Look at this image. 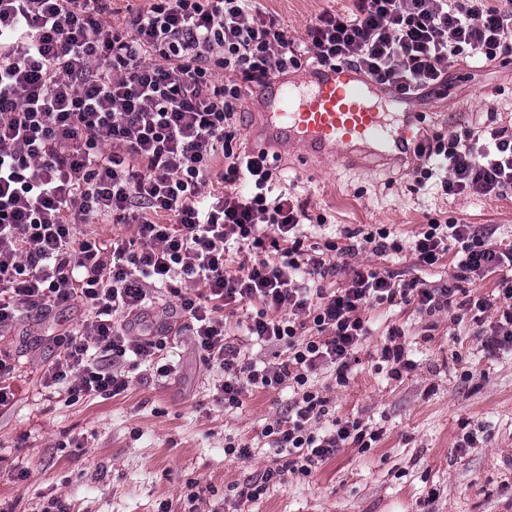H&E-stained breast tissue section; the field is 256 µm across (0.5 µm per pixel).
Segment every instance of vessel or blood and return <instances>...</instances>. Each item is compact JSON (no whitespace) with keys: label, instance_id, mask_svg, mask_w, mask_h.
I'll list each match as a JSON object with an SVG mask.
<instances>
[{"label":"vessel or blood","instance_id":"b4317fda","mask_svg":"<svg viewBox=\"0 0 512 512\" xmlns=\"http://www.w3.org/2000/svg\"><path fill=\"white\" fill-rule=\"evenodd\" d=\"M381 89L346 64L309 68L300 85L281 76L269 80L256 91L268 110L251 132V144L259 152L293 144L311 157L332 155L344 168L367 153L385 162L404 159L417 143V118L407 111L406 97L389 93L400 121L397 130H389L386 113L371 104Z\"/></svg>","mask_w":512,"mask_h":512}]
</instances>
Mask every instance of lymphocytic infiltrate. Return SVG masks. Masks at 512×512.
<instances>
[{"instance_id": "f902f5d3", "label": "lymphocytic infiltrate", "mask_w": 512, "mask_h": 512, "mask_svg": "<svg viewBox=\"0 0 512 512\" xmlns=\"http://www.w3.org/2000/svg\"><path fill=\"white\" fill-rule=\"evenodd\" d=\"M352 2L350 13L320 14L298 42L252 0H149L119 28L108 22L112 0H0V327L86 306L45 372L69 402L121 393L144 364L168 372L177 328L223 370L217 403L237 408L246 392L291 389L287 416L260 431L280 462L236 488L235 506L289 475L312 476L340 449L380 441L359 418L332 416L311 382L329 369L348 384L372 306L448 312L457 323L490 311L484 351L512 352L511 239L434 220L407 245L384 226L314 244L324 219L276 190L267 154L233 149L245 95L302 62L348 64L411 97L445 83L459 55L492 62L512 42V0ZM414 153L416 183L443 195L512 190V128L427 135ZM108 218L131 237L105 244L84 232ZM406 250L424 268L450 259L451 278L405 281L357 260ZM493 274L496 297L464 292L463 282ZM159 294L170 323L132 334ZM231 321L256 344L281 347V360L262 366L230 343ZM387 336L380 359L398 380L417 363L402 326Z\"/></svg>"}]
</instances>
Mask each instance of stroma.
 Returning a JSON list of instances; mask_svg holds the SVG:
<instances>
[{"label": "stroma", "instance_id": "1", "mask_svg": "<svg viewBox=\"0 0 512 512\" xmlns=\"http://www.w3.org/2000/svg\"><path fill=\"white\" fill-rule=\"evenodd\" d=\"M350 0H256L294 38L324 11ZM497 64H456L447 82L409 101L425 132L512 126V43ZM417 157L346 170L306 161L290 148L275 155L282 189L306 199L310 214L336 227L383 224L411 240L430 219L457 220L512 238V194L449 197L418 187ZM373 330L359 348L347 386L333 372L313 383L337 416L382 430L374 448L341 449L313 477H289L242 512H512V354H484L478 325L427 317L414 307H374ZM76 304L22 315L0 329V351L18 372L15 399L0 409V512H39L58 499L66 512H216L229 486L251 482L275 451L264 425L287 415L292 393L249 392L240 408L216 401L219 368L207 366L188 332L175 336L168 376L136 369L127 390L76 403L50 395L44 371L68 330L85 319ZM404 326L416 371L400 380L376 368L388 325ZM472 448H458L465 430ZM251 442L250 456L224 453L225 436ZM203 488L189 503V483Z\"/></svg>", "mask_w": 512, "mask_h": 512}]
</instances>
